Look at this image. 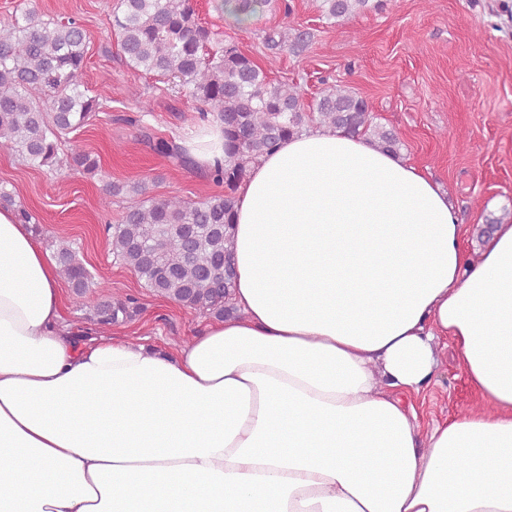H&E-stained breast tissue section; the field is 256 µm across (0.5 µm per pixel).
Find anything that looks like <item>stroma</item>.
Segmentation results:
<instances>
[{"label": "stroma", "mask_w": 512, "mask_h": 512, "mask_svg": "<svg viewBox=\"0 0 512 512\" xmlns=\"http://www.w3.org/2000/svg\"><path fill=\"white\" fill-rule=\"evenodd\" d=\"M292 2L291 15L267 10L243 25L217 11L214 0H192L221 39L261 63L274 81L297 86L304 102H312L326 80L364 97L378 123L398 135L401 156L453 198L466 230L463 249L476 256L485 217L512 211V0H390L386 10L333 26L322 22L315 0ZM28 3L84 26L83 81L111 96L112 109L69 135L100 157L98 175L28 166L0 149V184L36 217L44 247L78 242L80 261L108 282L113 299H133V316L106 328V335L177 348L197 335L204 316L155 295L114 261L105 227L118 222L123 203L116 199L105 208L99 199L108 181H142L151 195L193 201L221 193L204 170L177 166L140 137L146 129L182 140L193 125L194 104L172 81L126 66L109 29L117 0H0V27ZM286 24L312 32L304 54L265 49L264 30ZM413 403L424 422L479 406L455 346L442 351L435 384Z\"/></svg>", "instance_id": "1"}]
</instances>
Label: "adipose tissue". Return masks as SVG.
<instances>
[{
    "label": "adipose tissue",
    "instance_id": "1",
    "mask_svg": "<svg viewBox=\"0 0 512 512\" xmlns=\"http://www.w3.org/2000/svg\"><path fill=\"white\" fill-rule=\"evenodd\" d=\"M182 146L224 162L218 123ZM236 196L237 314L172 353L81 340L0 208V512H512V222L467 258L438 182L328 127ZM448 341L484 407L423 425Z\"/></svg>",
    "mask_w": 512,
    "mask_h": 512
}]
</instances>
